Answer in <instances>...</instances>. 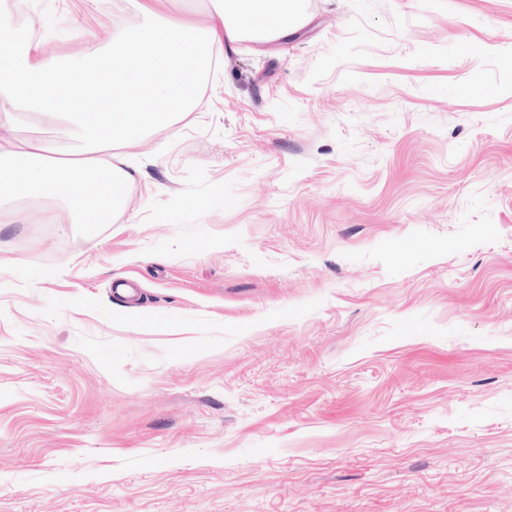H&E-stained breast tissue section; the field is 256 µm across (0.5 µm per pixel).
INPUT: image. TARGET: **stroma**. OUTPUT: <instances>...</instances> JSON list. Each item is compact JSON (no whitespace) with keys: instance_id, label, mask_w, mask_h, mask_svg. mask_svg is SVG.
Instances as JSON below:
<instances>
[{"instance_id":"1","label":"stroma","mask_w":512,"mask_h":512,"mask_svg":"<svg viewBox=\"0 0 512 512\" xmlns=\"http://www.w3.org/2000/svg\"><path fill=\"white\" fill-rule=\"evenodd\" d=\"M19 2L61 57L157 19ZM299 12L119 138L111 223L0 229V512H512V0Z\"/></svg>"}]
</instances>
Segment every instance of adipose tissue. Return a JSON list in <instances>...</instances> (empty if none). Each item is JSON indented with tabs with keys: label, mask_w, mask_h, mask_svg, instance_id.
<instances>
[{
	"label": "adipose tissue",
	"mask_w": 512,
	"mask_h": 512,
	"mask_svg": "<svg viewBox=\"0 0 512 512\" xmlns=\"http://www.w3.org/2000/svg\"><path fill=\"white\" fill-rule=\"evenodd\" d=\"M221 30L197 32L171 19L137 39L117 36L108 52L87 50L61 59L37 49L0 16V223L11 203L40 197L64 202L77 224H108L134 172L106 159L118 131L166 127L190 111L197 80L215 46L244 33L270 41L292 35L299 23L291 0H215ZM63 115L82 141L75 147L41 138L17 140L23 118ZM101 185L110 198L90 201Z\"/></svg>",
	"instance_id": "ef3b65f1"
}]
</instances>
